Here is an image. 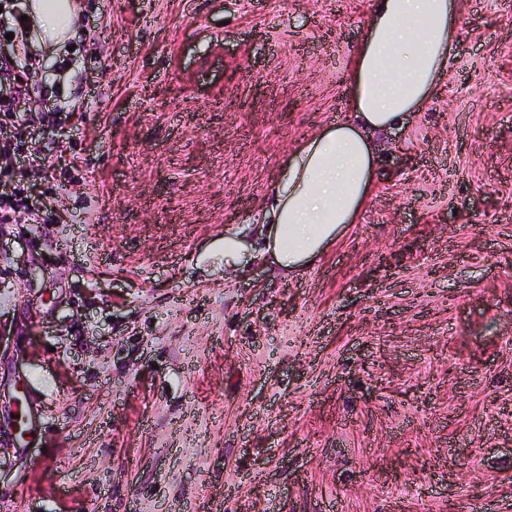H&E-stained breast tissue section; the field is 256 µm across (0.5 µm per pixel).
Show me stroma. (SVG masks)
<instances>
[{
	"label": "stroma",
	"instance_id": "obj_1",
	"mask_svg": "<svg viewBox=\"0 0 512 512\" xmlns=\"http://www.w3.org/2000/svg\"><path fill=\"white\" fill-rule=\"evenodd\" d=\"M373 0H83L37 83L61 219L0 228V512H512V0H464L439 94L302 274L225 276L344 116ZM249 242L240 230L224 232V241L220 244V253L224 258V273L237 270L243 263Z\"/></svg>",
	"mask_w": 512,
	"mask_h": 512
}]
</instances>
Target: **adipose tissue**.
<instances>
[{
	"label": "adipose tissue",
	"mask_w": 512,
	"mask_h": 512,
	"mask_svg": "<svg viewBox=\"0 0 512 512\" xmlns=\"http://www.w3.org/2000/svg\"><path fill=\"white\" fill-rule=\"evenodd\" d=\"M26 9L38 49L51 51L71 36L72 0H28ZM463 19L462 0H374L346 79L345 120L297 146L268 191L260 254L272 268H304L356 223L375 180V135L436 96Z\"/></svg>",
	"instance_id": "obj_1"
}]
</instances>
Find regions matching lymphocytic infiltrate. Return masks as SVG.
<instances>
[{
  "label": "lymphocytic infiltrate",
  "instance_id": "lymphocytic-infiltrate-1",
  "mask_svg": "<svg viewBox=\"0 0 512 512\" xmlns=\"http://www.w3.org/2000/svg\"><path fill=\"white\" fill-rule=\"evenodd\" d=\"M22 10L13 0H0V224H47L58 220L39 181L47 171L32 162L28 174L17 175L13 161L30 160L32 144L44 134L66 135L82 115L67 104L32 115L27 106L37 92V57L28 46Z\"/></svg>",
  "mask_w": 512,
  "mask_h": 512
}]
</instances>
